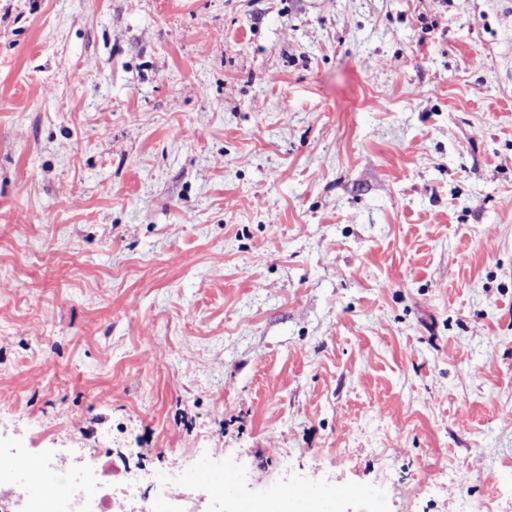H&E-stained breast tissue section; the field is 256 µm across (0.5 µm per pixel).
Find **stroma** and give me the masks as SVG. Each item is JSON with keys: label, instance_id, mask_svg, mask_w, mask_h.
<instances>
[{"label": "stroma", "instance_id": "obj_1", "mask_svg": "<svg viewBox=\"0 0 512 512\" xmlns=\"http://www.w3.org/2000/svg\"><path fill=\"white\" fill-rule=\"evenodd\" d=\"M0 448L502 512L512 0H0Z\"/></svg>", "mask_w": 512, "mask_h": 512}]
</instances>
